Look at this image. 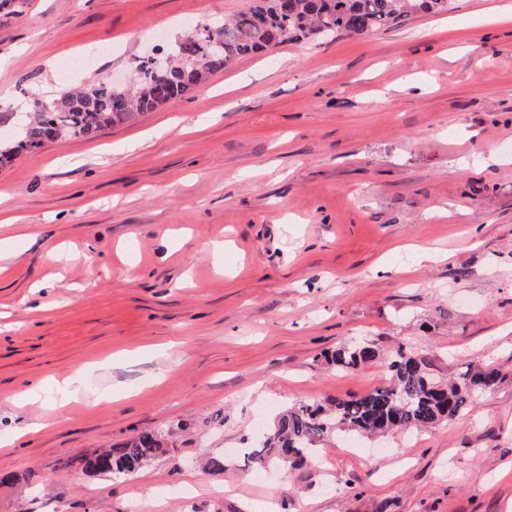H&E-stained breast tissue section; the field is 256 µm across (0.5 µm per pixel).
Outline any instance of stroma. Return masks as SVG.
<instances>
[{
  "label": "stroma",
  "instance_id": "stroma-1",
  "mask_svg": "<svg viewBox=\"0 0 512 512\" xmlns=\"http://www.w3.org/2000/svg\"><path fill=\"white\" fill-rule=\"evenodd\" d=\"M253 4L11 0L0 142L33 98L126 78ZM506 8L451 0L245 56L134 122L1 164L6 207L39 234L0 226V436L18 441L0 447V512H512ZM361 336L442 380L472 362L499 379L451 422L366 448L330 439L316 462L256 475L235 450L280 411L385 381L381 360L328 363ZM81 367L83 399L57 405ZM142 431L169 450L133 475L73 464ZM223 450L224 473L201 468Z\"/></svg>",
  "mask_w": 512,
  "mask_h": 512
}]
</instances>
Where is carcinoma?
Segmentation results:
<instances>
[{"mask_svg": "<svg viewBox=\"0 0 512 512\" xmlns=\"http://www.w3.org/2000/svg\"><path fill=\"white\" fill-rule=\"evenodd\" d=\"M446 11L448 0H258L224 23L196 24L191 36L176 41L165 69L144 57L127 86L99 80L62 93L49 107L35 100L12 146L0 150V160L41 148L53 130L64 139L91 138L112 125L132 122L162 100L197 89L241 57L324 33L366 36L393 28L412 14ZM378 358L376 346L363 341L337 350L328 361L355 371ZM385 362L390 371L385 383L357 396L292 404L275 418L263 440L244 449L243 457L256 469L296 467L312 460L319 453L317 444L337 429L365 437L435 426L471 410L474 395L498 380L495 370L469 365L441 384L429 362L402 345L387 353ZM164 452V436L141 432L78 463L88 473L128 475Z\"/></svg>", "mask_w": 512, "mask_h": 512, "instance_id": "obj_1", "label": "carcinoma"}]
</instances>
